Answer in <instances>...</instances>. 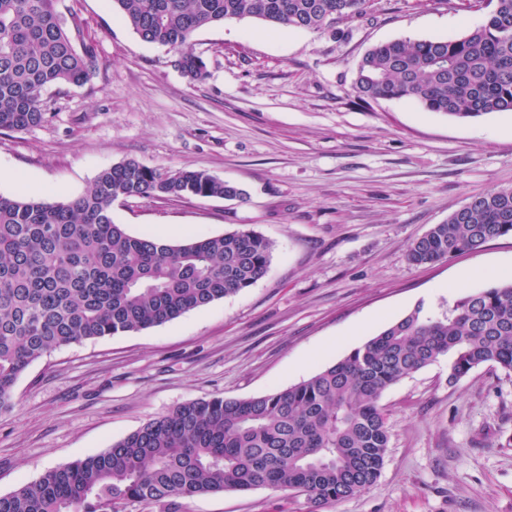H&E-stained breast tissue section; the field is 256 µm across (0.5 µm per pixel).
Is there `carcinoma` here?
I'll use <instances>...</instances> for the list:
<instances>
[{
	"mask_svg": "<svg viewBox=\"0 0 512 512\" xmlns=\"http://www.w3.org/2000/svg\"><path fill=\"white\" fill-rule=\"evenodd\" d=\"M144 42L173 53L190 81L205 64L192 35L230 20L318 31L358 14L366 0H114ZM80 26L56 0H0V131L44 123L43 92L83 84L97 70ZM355 87L366 98L406 99L458 119L512 112V0H494L458 38L379 44L363 56ZM185 195L242 199L245 190L204 171L161 173L135 160L104 169L69 201L0 195V413L39 358L87 340L134 333L251 287L268 272L274 242L251 229L179 244L134 236L113 221L119 198ZM512 235V187L471 197L411 243L429 264ZM449 356L448 379L480 365L512 374V281L398 319L311 378L248 399L185 402L104 451L45 471L0 495V512H119L267 486L305 496L311 512L379 478L389 445L380 404L401 379Z\"/></svg>",
	"mask_w": 512,
	"mask_h": 512,
	"instance_id": "obj_1",
	"label": "carcinoma"
}]
</instances>
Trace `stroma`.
Wrapping results in <instances>:
<instances>
[{"mask_svg":"<svg viewBox=\"0 0 512 512\" xmlns=\"http://www.w3.org/2000/svg\"><path fill=\"white\" fill-rule=\"evenodd\" d=\"M98 69L48 89V118L0 132V194L66 201L104 168L134 159L203 170L245 200L121 198L133 235L177 228L172 243L253 229L276 249L250 288L137 333L60 347L33 362L0 414V495L111 447L199 398L283 390L340 360L416 306L436 309L512 270V236L426 265L410 244L474 194L512 187V112L455 119L397 99L360 98L372 46L456 37L480 0H366L321 31L243 19L194 33L207 76L189 81L166 48L143 42L114 0H57ZM479 274L465 286L463 272ZM440 357L387 389L390 432L369 489L321 512H512V376L482 365L448 378ZM268 487L207 494L181 512H308Z\"/></svg>","mask_w":512,"mask_h":512,"instance_id":"35a3bbf8","label":"stroma"}]
</instances>
